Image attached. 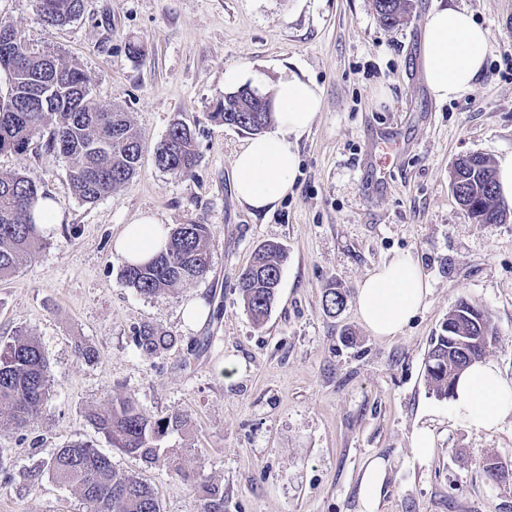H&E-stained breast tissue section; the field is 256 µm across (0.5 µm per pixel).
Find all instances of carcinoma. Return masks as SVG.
<instances>
[{"mask_svg": "<svg viewBox=\"0 0 512 512\" xmlns=\"http://www.w3.org/2000/svg\"><path fill=\"white\" fill-rule=\"evenodd\" d=\"M380 23L393 29L404 23L412 0H374ZM39 12L49 28L63 26L82 10V0H38ZM0 73L8 77L14 98L11 108L0 110V154L27 152L32 141L49 131L46 150L71 161L68 179L77 198L94 203L112 194L137 172L141 134L128 113L102 109L89 97V78L75 64L55 54H33L0 37ZM214 121L256 135L272 121L273 110L241 87L224 97L211 113ZM162 170L182 176L197 165L199 155L188 126L176 120L156 151ZM453 191L467 215L478 224H500L512 217V206L498 197L490 159L482 154L459 158L454 165ZM43 193L26 172L0 174V278L15 272L23 259L42 242L33 207ZM210 234L205 224H182L171 229L164 247L147 263L124 266V283L144 295H157L186 286L210 269ZM287 252L274 242L261 244L236 289L244 308L257 325L268 318L277 297ZM346 296L331 288L325 295L327 313L342 310ZM496 340L486 311L460 299L448 311L428 351L425 370L436 396H450L457 378L480 360ZM176 337L151 325L134 330L136 348L146 357L174 347ZM53 392L50 367L39 343L18 329L0 343V421L17 430L39 417ZM89 422L112 447L154 460L155 441L179 432L189 418L173 413L151 420L131 396L113 399L104 409L87 414ZM32 472H47L60 486L79 494L86 512H161L155 490L143 480L112 466L110 456L93 445L75 441L36 462ZM193 483L204 501V512H224V489L194 471L177 468Z\"/></svg>", "mask_w": 512, "mask_h": 512, "instance_id": "carcinoma-1", "label": "carcinoma"}]
</instances>
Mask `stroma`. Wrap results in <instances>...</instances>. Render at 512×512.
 Here are the masks:
<instances>
[{
	"instance_id": "stroma-1",
	"label": "stroma",
	"mask_w": 512,
	"mask_h": 512,
	"mask_svg": "<svg viewBox=\"0 0 512 512\" xmlns=\"http://www.w3.org/2000/svg\"><path fill=\"white\" fill-rule=\"evenodd\" d=\"M443 6L472 10L490 51L473 89L440 104L418 59L425 19ZM0 20L29 51L77 64L94 102L124 109L142 133L138 173L94 203L75 196L68 159L41 142L0 155V173L29 171L64 215L46 247L0 279V336L20 328L35 336L55 385L27 429L0 423V462L11 476L0 512H85L49 474L28 475L74 440L150 484L163 512H203L180 466L222 486L224 512H358L360 476L376 457L390 464L377 512H512V418L474 431L449 415L425 372L432 339L464 297L487 312L497 339L485 357L512 384V219L473 223L451 188L459 155L512 151V0H414L393 30L373 0H83L79 17L52 29L37 0H0ZM132 41L140 58L127 51ZM285 67L314 79L323 105L298 142L294 188L261 213L234 192L233 159L247 133L211 114L231 91L226 71H245L263 94ZM177 119L199 153L183 176L154 160ZM378 129L399 143L398 159L377 147ZM145 213L169 229L208 226L204 278L155 296L123 283L114 240ZM265 242L283 244L288 260L258 326L236 283ZM399 257L420 267L431 291L402 332L377 337L359 317L357 288ZM331 288L346 296L335 315L323 306ZM199 298L216 315L192 327L183 310ZM144 324L176 345L142 356L133 331ZM200 340L205 349L191 353ZM80 342L97 349L95 362L78 357ZM229 360L238 371H225ZM126 395L151 419L190 417L187 433L160 437L166 457L111 449L88 422V410ZM422 425L435 436L425 457L411 443ZM490 460L506 478L487 477Z\"/></svg>"
}]
</instances>
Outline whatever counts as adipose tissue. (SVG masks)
I'll return each instance as SVG.
<instances>
[{"label": "adipose tissue", "mask_w": 512, "mask_h": 512, "mask_svg": "<svg viewBox=\"0 0 512 512\" xmlns=\"http://www.w3.org/2000/svg\"><path fill=\"white\" fill-rule=\"evenodd\" d=\"M489 51L488 33L472 11L442 7L426 17L422 35V74L435 101L468 92L482 73ZM272 130L246 141L233 159L237 200L267 212L293 189L298 173L297 142L313 125L322 95L308 76L282 69L271 93ZM165 228L144 214L125 225L115 241L128 262L150 260L164 243ZM430 287L419 267L397 258L374 269L357 291L361 320L378 337L398 334L425 305ZM450 413L477 431L497 429L512 416V385L496 363L479 361L458 379Z\"/></svg>", "instance_id": "1"}]
</instances>
